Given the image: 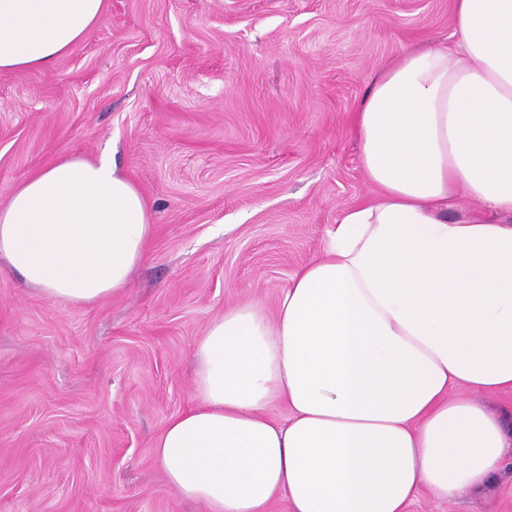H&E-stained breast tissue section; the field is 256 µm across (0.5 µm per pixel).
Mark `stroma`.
Returning a JSON list of instances; mask_svg holds the SVG:
<instances>
[{"instance_id":"1","label":"stroma","mask_w":512,"mask_h":512,"mask_svg":"<svg viewBox=\"0 0 512 512\" xmlns=\"http://www.w3.org/2000/svg\"><path fill=\"white\" fill-rule=\"evenodd\" d=\"M452 26L453 0H106L53 68L0 74V207L41 167L107 156L154 224L115 298L55 304L0 271V512H207L154 456L198 340L233 306L275 317L374 193L353 128L372 80ZM408 512H512V451Z\"/></svg>"}]
</instances>
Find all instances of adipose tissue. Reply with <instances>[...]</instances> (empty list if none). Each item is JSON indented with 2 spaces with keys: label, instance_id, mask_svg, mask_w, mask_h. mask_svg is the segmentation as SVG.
<instances>
[{
  "label": "adipose tissue",
  "instance_id": "1",
  "mask_svg": "<svg viewBox=\"0 0 512 512\" xmlns=\"http://www.w3.org/2000/svg\"><path fill=\"white\" fill-rule=\"evenodd\" d=\"M104 11L0 0V73L53 67ZM453 35L381 70L359 104L379 197L342 212L275 319L232 307L198 341L196 403L155 443L179 497L406 512L422 490L482 488L512 449L482 401L512 389V0H454ZM463 198L480 212L449 220ZM153 231L112 160L72 157L0 208V262L48 301L93 304L123 294Z\"/></svg>",
  "mask_w": 512,
  "mask_h": 512
}]
</instances>
